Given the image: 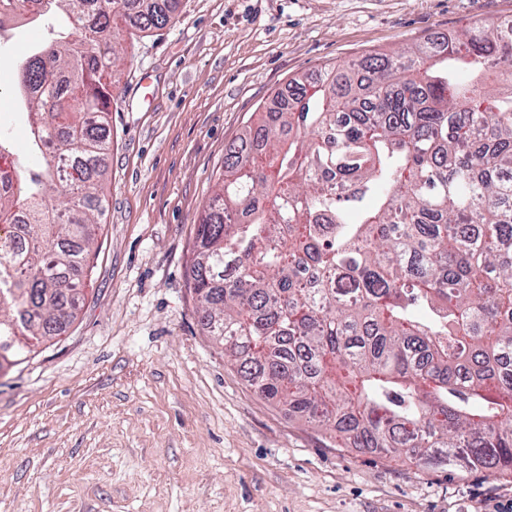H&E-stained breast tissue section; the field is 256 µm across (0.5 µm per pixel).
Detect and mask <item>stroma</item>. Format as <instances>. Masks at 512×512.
<instances>
[{"instance_id": "stroma-1", "label": "stroma", "mask_w": 512, "mask_h": 512, "mask_svg": "<svg viewBox=\"0 0 512 512\" xmlns=\"http://www.w3.org/2000/svg\"><path fill=\"white\" fill-rule=\"evenodd\" d=\"M121 28L105 212L74 322L0 373V512H503L512 475L339 446L257 395L188 287L226 147L292 79L474 24L512 0H170ZM39 32L0 34V114Z\"/></svg>"}]
</instances>
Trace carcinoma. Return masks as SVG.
Returning <instances> with one entry per match:
<instances>
[{"instance_id": "cac0c4a2", "label": "carcinoma", "mask_w": 512, "mask_h": 512, "mask_svg": "<svg viewBox=\"0 0 512 512\" xmlns=\"http://www.w3.org/2000/svg\"><path fill=\"white\" fill-rule=\"evenodd\" d=\"M0 0L63 23L15 65L29 155L0 191V343L73 322L103 216L116 20L167 0ZM508 64V75L502 65ZM224 156L188 286L264 399L351 448L512 473V24L293 80Z\"/></svg>"}]
</instances>
